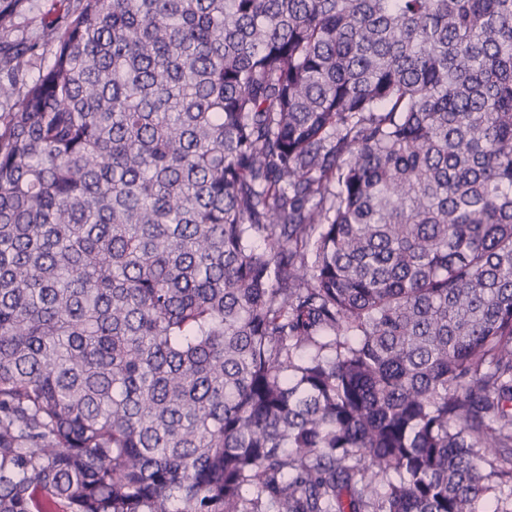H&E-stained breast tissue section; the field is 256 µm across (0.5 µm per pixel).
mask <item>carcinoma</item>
Returning a JSON list of instances; mask_svg holds the SVG:
<instances>
[{"label": "carcinoma", "mask_w": 512, "mask_h": 512, "mask_svg": "<svg viewBox=\"0 0 512 512\" xmlns=\"http://www.w3.org/2000/svg\"><path fill=\"white\" fill-rule=\"evenodd\" d=\"M0 0V512H478L512 478V0ZM53 8L57 12L60 8L62 10L63 6L57 0H40L32 13H28L25 18L19 20L21 29L28 35L39 38L42 32L41 18L49 9L52 11Z\"/></svg>", "instance_id": "cac0c4a2"}]
</instances>
